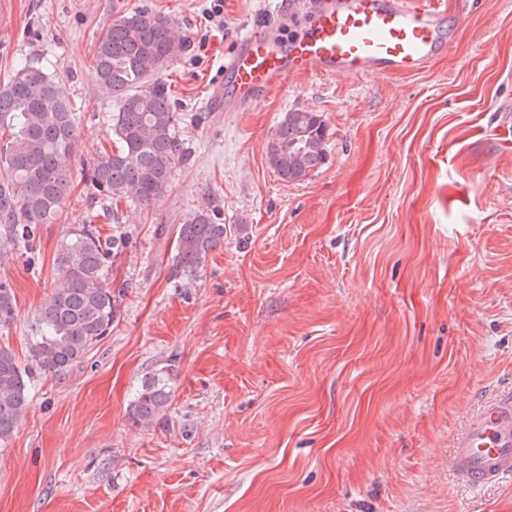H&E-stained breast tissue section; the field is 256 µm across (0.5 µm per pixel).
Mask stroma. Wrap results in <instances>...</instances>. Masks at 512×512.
I'll list each match as a JSON object with an SVG mask.
<instances>
[{"mask_svg":"<svg viewBox=\"0 0 512 512\" xmlns=\"http://www.w3.org/2000/svg\"><path fill=\"white\" fill-rule=\"evenodd\" d=\"M0 0V76L40 57L84 103L74 192L40 263L0 262L18 360L60 283L57 247L102 204L84 172L111 94L92 47L119 15L170 19L189 46L162 78L188 148L167 194L121 206L131 288L112 332L35 382L0 451V512H512V477L477 490L449 459L484 395L512 382V0H439L451 49L416 74L296 76L252 111L206 113L239 36L300 30L278 0ZM322 113L328 159L282 182L267 144L285 112ZM197 207L231 232L192 288L171 279ZM166 225L157 235V225ZM173 368L160 424L134 425L142 379Z\"/></svg>","mask_w":512,"mask_h":512,"instance_id":"obj_1","label":"stroma"}]
</instances>
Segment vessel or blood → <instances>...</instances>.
Wrapping results in <instances>:
<instances>
[{
    "mask_svg": "<svg viewBox=\"0 0 512 512\" xmlns=\"http://www.w3.org/2000/svg\"><path fill=\"white\" fill-rule=\"evenodd\" d=\"M302 32L239 38L224 61L213 112H243L298 75L413 73L450 46L448 15L435 0H310ZM450 466L482 489L512 477V387L486 398L453 439Z\"/></svg>",
    "mask_w": 512,
    "mask_h": 512,
    "instance_id": "b4317fda",
    "label": "vessel or blood"
}]
</instances>
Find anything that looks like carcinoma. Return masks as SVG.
<instances>
[{
    "instance_id": "carcinoma-1",
    "label": "carcinoma",
    "mask_w": 512,
    "mask_h": 512,
    "mask_svg": "<svg viewBox=\"0 0 512 512\" xmlns=\"http://www.w3.org/2000/svg\"><path fill=\"white\" fill-rule=\"evenodd\" d=\"M186 49L168 18L141 10L117 17L95 42L93 77L117 104L109 146L88 170V181L107 204L61 240V285L33 319L26 363L0 346L1 448L8 447L31 405L35 379L64 375L120 320L130 284L116 281L111 270L131 235L121 227L116 205H150L168 192L176 164L188 159L178 137L181 117L159 77ZM79 120L70 96L38 57L23 59L0 81V167L6 169L0 178L1 260L16 255L29 266L36 263L42 226L58 219L74 190L68 162L76 152ZM327 137L322 113L287 112L268 142L269 164L282 181L301 182L326 161ZM97 220L112 225V233L103 234ZM226 233L208 208L189 213L177 229L171 277L194 287ZM17 318L12 284L1 277L0 330ZM170 380L166 367L144 378L129 404L135 424L149 428L160 422L170 406Z\"/></svg>"
}]
</instances>
